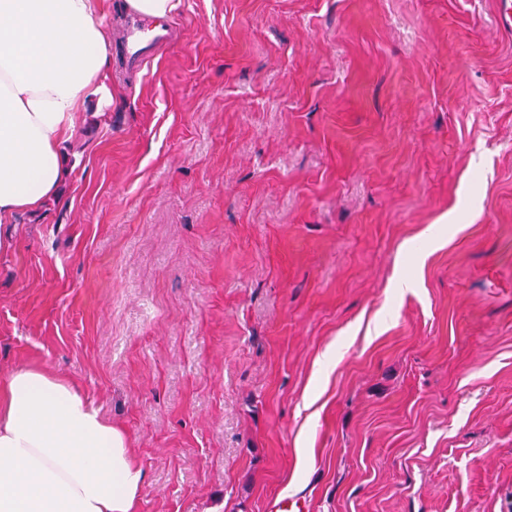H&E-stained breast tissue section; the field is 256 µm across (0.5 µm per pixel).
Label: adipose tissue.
I'll use <instances>...</instances> for the list:
<instances>
[{
	"label": "adipose tissue",
	"mask_w": 512,
	"mask_h": 512,
	"mask_svg": "<svg viewBox=\"0 0 512 512\" xmlns=\"http://www.w3.org/2000/svg\"><path fill=\"white\" fill-rule=\"evenodd\" d=\"M111 42L96 0H0V224L56 194L60 144L104 89ZM143 470L125 434L64 378L0 380V512H134Z\"/></svg>",
	"instance_id": "1"
}]
</instances>
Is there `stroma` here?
Masks as SVG:
<instances>
[{
    "label": "stroma",
    "instance_id": "35a3bbf8",
    "mask_svg": "<svg viewBox=\"0 0 512 512\" xmlns=\"http://www.w3.org/2000/svg\"><path fill=\"white\" fill-rule=\"evenodd\" d=\"M110 29L0 252V378L124 432L136 512H512V32L495 0H181ZM180 0H124V8L130 13L131 23L124 36V57L132 70L139 72L149 59L153 46L167 42L171 28L163 21L178 8Z\"/></svg>",
    "mask_w": 512,
    "mask_h": 512
}]
</instances>
